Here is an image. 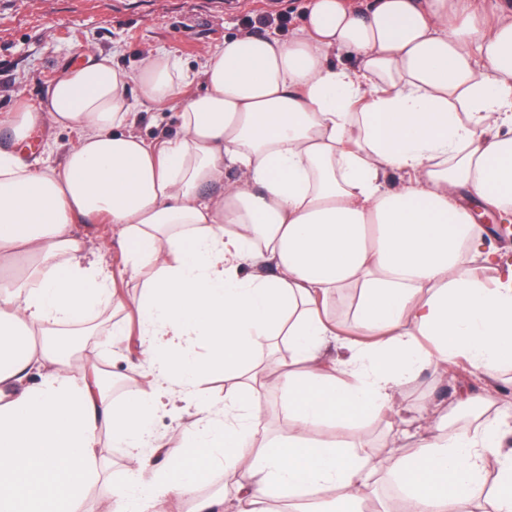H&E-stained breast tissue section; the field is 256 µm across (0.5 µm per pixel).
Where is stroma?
I'll return each mask as SVG.
<instances>
[{
  "label": "stroma",
  "instance_id": "stroma-1",
  "mask_svg": "<svg viewBox=\"0 0 512 512\" xmlns=\"http://www.w3.org/2000/svg\"><path fill=\"white\" fill-rule=\"evenodd\" d=\"M305 0H0V115L21 103L36 104L53 79L78 64L84 51L113 53V63L136 71L158 48H166L189 66L223 45L227 35L243 30L245 14L287 15L296 26ZM80 231L89 258L105 267L120 263L121 252L112 231L102 224H84ZM124 323L128 334L117 340L113 322ZM141 327L127 311L102 308L84 343L85 360L104 363L114 381L110 398L122 402L140 371ZM405 404L423 410L449 429H473L485 424L500 406L512 404V368L486 381L471 372L461 382L425 369L404 386ZM366 434L374 439L385 468L369 512H377L397 487L392 461L413 452V442L388 435L384 422L368 421ZM99 455L111 462L109 471L86 494L85 512H108L112 486L126 477L127 451L102 439Z\"/></svg>",
  "mask_w": 512,
  "mask_h": 512
}]
</instances>
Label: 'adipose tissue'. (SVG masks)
<instances>
[{"instance_id":"ef3b65f1","label":"adipose tissue","mask_w":512,"mask_h":512,"mask_svg":"<svg viewBox=\"0 0 512 512\" xmlns=\"http://www.w3.org/2000/svg\"><path fill=\"white\" fill-rule=\"evenodd\" d=\"M340 52L354 69L333 64ZM197 78L204 92L181 95ZM133 83L176 112L179 133L135 132ZM6 124L19 142L47 124L77 139L57 166L0 150V512H80L105 434L128 451L114 512H163L173 498L188 512L352 507L380 473L362 439L370 417L420 433L392 468L406 512H478L491 461L493 512H512V423L446 433L397 399L427 367L462 358L493 380L512 365V264L474 218L485 208L512 223V9L309 0L288 37L236 33L196 69L164 48L133 73L84 53ZM389 168L405 175L394 190ZM80 220L111 226L122 266L86 262ZM244 263L254 273L240 275ZM146 269V287L123 297ZM349 290L357 337L330 312ZM106 302L131 308L146 335L120 405L80 349L52 339ZM261 336L287 337L290 355L259 357ZM218 373L223 402L155 438L162 397H193ZM274 388L286 428L258 450ZM218 468L233 476L228 497L198 495L199 474Z\"/></svg>"}]
</instances>
